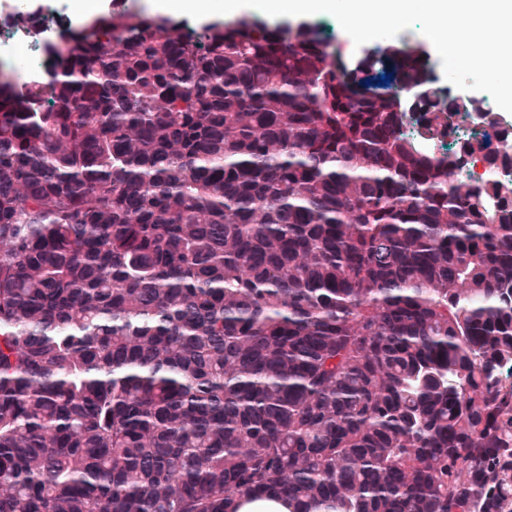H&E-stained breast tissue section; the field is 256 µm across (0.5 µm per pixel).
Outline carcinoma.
<instances>
[{"label":"carcinoma","mask_w":512,"mask_h":512,"mask_svg":"<svg viewBox=\"0 0 512 512\" xmlns=\"http://www.w3.org/2000/svg\"><path fill=\"white\" fill-rule=\"evenodd\" d=\"M18 14L0 512H512V123L416 47ZM289 510L288 500L275 494H269L261 499L248 495L238 504V512H289Z\"/></svg>","instance_id":"cac0c4a2"}]
</instances>
